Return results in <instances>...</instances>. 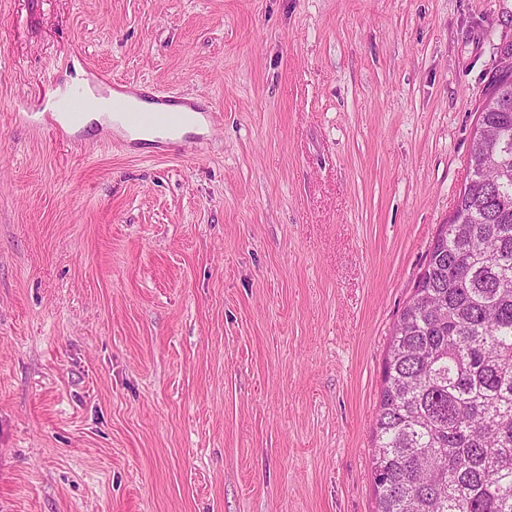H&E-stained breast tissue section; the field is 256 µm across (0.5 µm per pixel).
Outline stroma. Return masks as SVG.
I'll return each instance as SVG.
<instances>
[{
	"instance_id": "stroma-1",
	"label": "stroma",
	"mask_w": 512,
	"mask_h": 512,
	"mask_svg": "<svg viewBox=\"0 0 512 512\" xmlns=\"http://www.w3.org/2000/svg\"><path fill=\"white\" fill-rule=\"evenodd\" d=\"M512 0H0V512H373L383 359ZM210 101L185 152L53 84ZM50 101L54 109L65 111L52 113L53 120L59 127L78 121L88 106V99L80 88L67 91L56 86L55 94Z\"/></svg>"
}]
</instances>
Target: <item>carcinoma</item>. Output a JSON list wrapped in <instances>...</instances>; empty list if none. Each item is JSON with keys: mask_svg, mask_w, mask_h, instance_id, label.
<instances>
[{"mask_svg": "<svg viewBox=\"0 0 512 512\" xmlns=\"http://www.w3.org/2000/svg\"><path fill=\"white\" fill-rule=\"evenodd\" d=\"M383 365L376 512H512V71Z\"/></svg>", "mask_w": 512, "mask_h": 512, "instance_id": "cac0c4a2", "label": "carcinoma"}]
</instances>
